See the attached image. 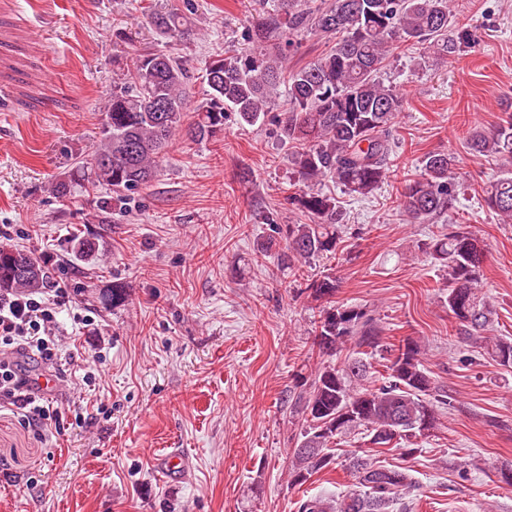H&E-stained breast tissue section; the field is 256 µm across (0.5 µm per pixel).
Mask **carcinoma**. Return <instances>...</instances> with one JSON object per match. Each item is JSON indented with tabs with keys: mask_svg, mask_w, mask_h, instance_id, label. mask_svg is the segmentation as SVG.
I'll use <instances>...</instances> for the list:
<instances>
[{
	"mask_svg": "<svg viewBox=\"0 0 512 512\" xmlns=\"http://www.w3.org/2000/svg\"><path fill=\"white\" fill-rule=\"evenodd\" d=\"M453 0H269L256 12L241 47H228L205 69L209 102L183 127L190 98L184 61L162 52L144 51L112 87L102 137L90 159L63 179L54 192L65 197L88 182L104 185L112 197L100 202L107 214L147 185L165 160L170 142L183 135L203 142L224 130L227 112L244 124L264 119L279 102L282 136L297 144L291 164L304 189L288 196L304 221L271 224L257 247V256L276 252L277 268L298 279L303 266L334 254L341 247L342 216L336 198L314 189L325 180L345 193L365 198L379 189L391 166L394 125L403 98L380 79L390 58L411 44L428 45L441 58L457 55L475 43L472 31L454 22ZM186 11L152 13V24L171 42L193 35ZM320 35L332 42L316 61L288 70V59L303 38ZM475 156L512 161V113H505L489 131L469 136ZM456 156L430 152L420 174L406 181L402 206L410 218L425 224L453 209L459 199L454 169ZM483 202L503 223L512 222V171L507 170L484 190ZM422 251L444 272L448 311L461 343L481 339L490 306L478 293L485 249L460 229L433 236ZM47 263L28 252L0 246V289L38 291L49 282ZM341 279L327 273L312 279L302 292L325 302L313 322V351L320 362L293 394L291 413L301 423L292 452L289 483L303 485L335 463L328 448L339 437L363 431L377 448L414 445L437 422L434 403L448 405L441 388L421 360V345L412 337L384 344L379 319L357 305L334 301ZM352 353L340 357L346 344ZM485 349L498 365L512 367V340L485 338ZM346 469L364 488L333 500L314 496L299 512H391L416 489L406 468L378 466L366 455L352 453Z\"/></svg>",
	"mask_w": 512,
	"mask_h": 512,
	"instance_id": "cac0c4a2",
	"label": "carcinoma"
}]
</instances>
